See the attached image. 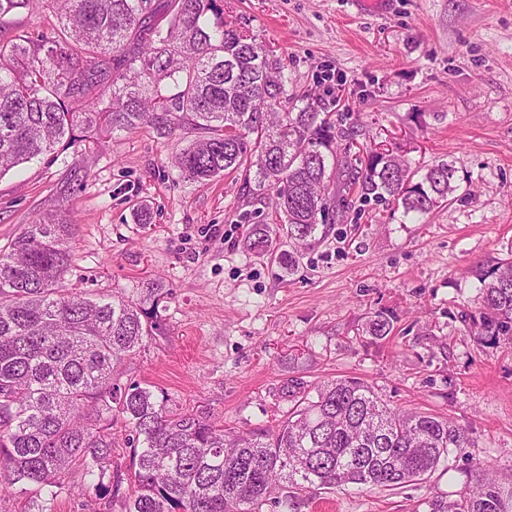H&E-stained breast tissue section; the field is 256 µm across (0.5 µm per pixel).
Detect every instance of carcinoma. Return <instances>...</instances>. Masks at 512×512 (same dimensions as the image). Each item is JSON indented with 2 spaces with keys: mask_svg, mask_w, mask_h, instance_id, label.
Segmentation results:
<instances>
[{
  "mask_svg": "<svg viewBox=\"0 0 512 512\" xmlns=\"http://www.w3.org/2000/svg\"><path fill=\"white\" fill-rule=\"evenodd\" d=\"M44 2L0 0V25ZM51 2L56 35L15 26L0 39V175L115 132L190 127L199 136L179 158L184 177L241 172L288 238L285 249L262 218L245 247L290 270L355 192L423 215L457 190L449 163L420 175L387 151H352L348 113L330 115L315 93L289 94L282 60L224 22L223 0ZM73 252V225L54 219L0 250V497L27 494L29 512H47L76 467L89 477L80 493L119 500L124 512H262L314 490L425 483L467 444L448 419L395 411L354 378L288 380L279 394L291 407L274 429L173 411L151 386L114 377L162 328L168 292L157 283L136 300L82 297L62 286ZM478 281L482 302L465 317L478 335L512 344V258ZM393 329L383 311L366 325L375 337ZM115 430L125 434L120 450ZM428 506L512 512V481L482 469L456 499Z\"/></svg>",
  "mask_w": 512,
  "mask_h": 512,
  "instance_id": "carcinoma-1",
  "label": "carcinoma"
}]
</instances>
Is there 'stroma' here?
<instances>
[{
    "label": "stroma",
    "instance_id": "stroma-1",
    "mask_svg": "<svg viewBox=\"0 0 512 512\" xmlns=\"http://www.w3.org/2000/svg\"><path fill=\"white\" fill-rule=\"evenodd\" d=\"M224 19L283 59L290 93L340 97L361 151L385 144L414 167L451 163L471 197L421 216L355 202L289 273L243 245L255 211L276 216L241 176L181 175L196 131L142 128L1 176L0 250L59 218L74 226L66 287L136 299L160 282L163 330L121 372L170 408L266 427L288 413V379L356 378L392 408L448 417L469 440L426 483L318 492L265 512H429L478 466L511 480L512 345L480 339L460 314L480 303L478 273L512 251V0H395L386 16L351 0H224ZM379 311L396 317L381 339L362 332ZM83 481L70 471L50 512H123L78 495Z\"/></svg>",
    "mask_w": 512,
    "mask_h": 512
}]
</instances>
